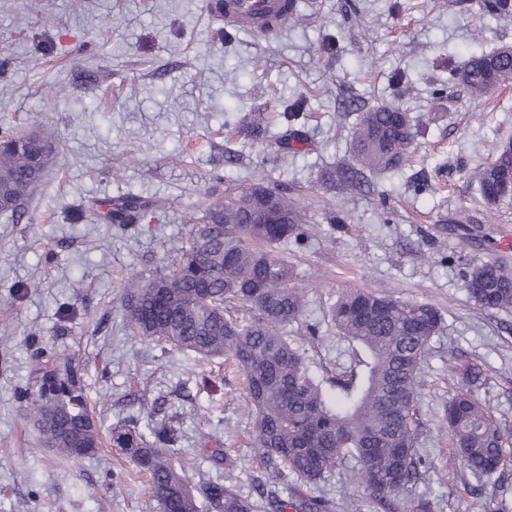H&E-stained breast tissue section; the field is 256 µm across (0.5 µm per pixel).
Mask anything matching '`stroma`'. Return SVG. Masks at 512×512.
<instances>
[{
  "mask_svg": "<svg viewBox=\"0 0 512 512\" xmlns=\"http://www.w3.org/2000/svg\"><path fill=\"white\" fill-rule=\"evenodd\" d=\"M207 0H14L0 11V128L51 127L57 152L21 217L0 215V512H161L129 480L112 430L160 402L177 417L170 450L192 488L232 476L250 495L261 473L243 382L226 364L128 331L121 297L130 270L149 277L186 240L213 193L254 178L303 199L307 237L281 258L306 307L292 337L313 372L331 377L355 359L325 320L340 291L429 302L443 324L420 376L417 494L434 512H493L512 503V458L476 483L444 429L464 356L488 380L477 397L512 425V309L469 298L462 271L495 261L512 272V200L486 204L479 177L494 145L512 139V86L471 99L463 86L432 91L470 55L512 45V17L478 0H297L298 21L271 39L226 31ZM306 97L301 142L281 152L289 100ZM395 101L424 125L401 171L362 191L329 190L325 170L351 158L365 110ZM263 116L266 136L239 126ZM164 198L134 230L100 221L106 201ZM319 324L316 339L306 325ZM68 358L102 425L98 453L73 461L41 446L26 398L49 361ZM232 471H225V461ZM322 495L335 512L368 502L343 466L317 486L295 477L281 496Z\"/></svg>",
  "mask_w": 512,
  "mask_h": 512,
  "instance_id": "35a3bbf8",
  "label": "stroma"
}]
</instances>
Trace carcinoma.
Instances as JSON below:
<instances>
[{
  "label": "carcinoma",
  "instance_id": "cac0c4a2",
  "mask_svg": "<svg viewBox=\"0 0 512 512\" xmlns=\"http://www.w3.org/2000/svg\"><path fill=\"white\" fill-rule=\"evenodd\" d=\"M480 8L496 16H512V0H481ZM512 81V52L500 48L474 56L432 92L440 100L455 84L473 99L485 98ZM418 128L396 102L363 112L353 135V162L340 163L328 181L340 191L356 187L366 172H391L411 158ZM56 151L53 133L0 132V205L17 214L28 192L42 179ZM512 173V141L495 146L479 178L484 200L496 204L512 195L503 189ZM157 201L129 194L108 203L103 217L131 227ZM307 230L299 199L256 180L238 193L209 203L191 225L186 245L161 272L144 278L133 271L123 297L125 320L143 340H164L204 359L223 358L244 376L254 412V451L268 482L257 492L270 512H334V502L298 494L278 497L268 484L288 475L316 485L356 460L353 471L369 491L371 503L390 510V497L408 493L425 479L417 448L421 418L420 374L430 341L442 323L428 303L410 302L368 290L339 293L331 318L339 335L359 343L369 359L329 379L326 391L310 373L305 357L288 341V325L299 320L304 294L294 285L293 271L277 254L278 245L301 244ZM463 281L474 301L485 309L512 308V275L494 262L468 268ZM248 307L253 316L240 321L233 309ZM461 385L448 399V437L465 468L479 481L491 477L512 452V431L501 425L475 390L487 377L478 365L456 364ZM61 411L62 433L54 448L78 459L74 437L83 433L87 447H102L101 425L80 431L89 419L83 389L72 369L61 375L43 373L29 410L41 419L47 404ZM140 416H130L124 429L112 433V446L129 456L128 475L143 483L161 512H199L200 506L184 472L173 464L168 448L175 429H138ZM202 492L215 512H254L255 504L231 484L208 482Z\"/></svg>",
  "mask_w": 512,
  "mask_h": 512
}]
</instances>
